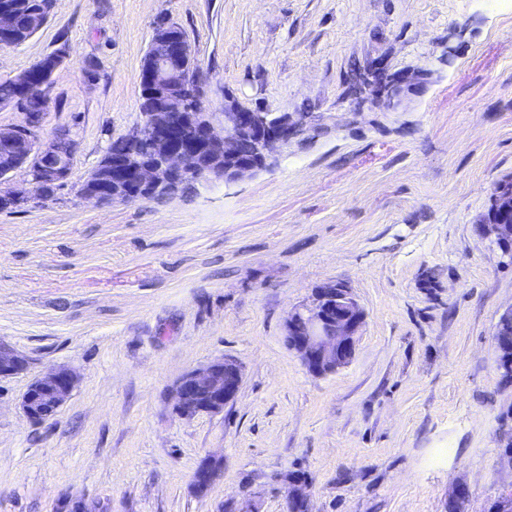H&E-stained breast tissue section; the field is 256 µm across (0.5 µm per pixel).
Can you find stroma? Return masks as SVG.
<instances>
[{"mask_svg": "<svg viewBox=\"0 0 512 512\" xmlns=\"http://www.w3.org/2000/svg\"><path fill=\"white\" fill-rule=\"evenodd\" d=\"M179 26L207 111L321 126L274 164L193 194L98 206L79 187L140 121L154 28ZM64 51L41 137L79 141L64 188L0 212V340L28 359L0 381V512H226L243 486L285 512L305 470L312 512H488L512 384L494 328L512 262L476 221L512 174V0H53L0 79ZM384 60L433 79L398 111L347 96ZM346 282L366 312L351 363L310 374L284 343L289 309ZM243 383L221 413L180 419L169 391L221 356ZM66 365L79 381L42 425L20 402ZM223 468L193 490L206 456Z\"/></svg>", "mask_w": 512, "mask_h": 512, "instance_id": "obj_1", "label": "stroma"}]
</instances>
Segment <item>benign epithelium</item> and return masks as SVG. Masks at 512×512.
<instances>
[{
	"label": "benign epithelium",
	"mask_w": 512,
	"mask_h": 512,
	"mask_svg": "<svg viewBox=\"0 0 512 512\" xmlns=\"http://www.w3.org/2000/svg\"><path fill=\"white\" fill-rule=\"evenodd\" d=\"M160 41L161 51L140 70L139 78L148 94L163 100L121 135L129 148L88 174V179L110 185L106 195L81 194L99 206L149 196L173 198L191 178L240 181L268 168L292 139L304 134L302 124L288 114L256 112L229 95L224 97V111H206L201 84H186L180 77L191 55L189 45L166 31L161 32ZM52 69L53 63L47 62L27 80L46 92ZM432 76L427 69H416L408 76L390 75L383 62L375 60L367 65L362 84L380 104L396 109L426 87ZM189 100L193 102L190 110L186 109ZM24 116L19 127H0V211L40 202L49 191L63 188L70 175L73 157L62 153L61 143L72 137L71 129L61 126L43 141L45 114L37 122L28 112ZM19 172L26 174L30 189L10 187ZM477 224L484 238L512 258V175L494 184ZM364 322L365 311L352 288L342 281H329L313 288L303 303L288 312L284 342L309 372L331 374L352 361ZM27 364L23 354L0 340V381L25 371ZM242 382V368L235 358L215 359L176 380L170 392L174 410L186 420L218 414L236 399ZM75 383V373L66 367L35 379L22 396L24 414L35 424L44 423L70 398ZM213 482V463L205 458L195 472L194 485L205 492Z\"/></svg>",
	"instance_id": "1"
}]
</instances>
